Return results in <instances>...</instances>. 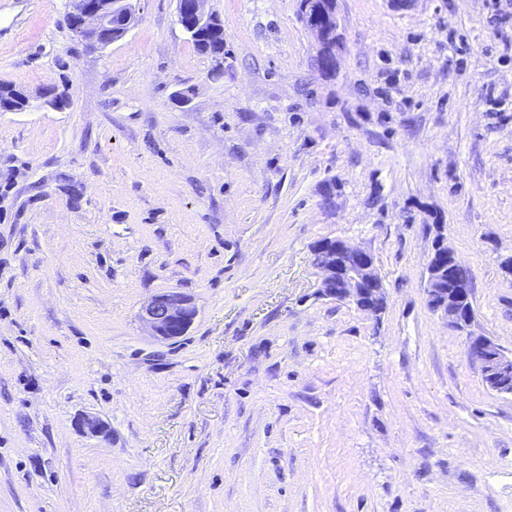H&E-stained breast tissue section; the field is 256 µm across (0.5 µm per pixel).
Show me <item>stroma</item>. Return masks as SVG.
Wrapping results in <instances>:
<instances>
[{
	"label": "stroma",
	"mask_w": 512,
	"mask_h": 512,
	"mask_svg": "<svg viewBox=\"0 0 512 512\" xmlns=\"http://www.w3.org/2000/svg\"><path fill=\"white\" fill-rule=\"evenodd\" d=\"M66 4L0 0V82L71 100L0 112V512H512V395L426 297L439 238L512 350V0H338L331 78L298 0H208L217 79L178 0L97 50ZM327 238L379 316L321 294ZM316 250L321 294L374 314L382 301V285L373 255L339 238L323 240ZM197 314L193 299L178 290L155 295L141 310L142 320L161 340H173L184 335Z\"/></svg>",
	"instance_id": "1"
}]
</instances>
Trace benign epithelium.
<instances>
[{"mask_svg":"<svg viewBox=\"0 0 512 512\" xmlns=\"http://www.w3.org/2000/svg\"><path fill=\"white\" fill-rule=\"evenodd\" d=\"M206 3L207 0L179 3L178 18L182 29L203 34L215 27V16L207 10ZM336 4L337 0H299L300 17L316 38L311 66L319 72L336 69L337 54L343 44ZM67 16L76 21L86 45L99 49L100 35L112 26V0H100L93 5L88 0H69ZM316 250L321 294L353 303L369 313L375 312L382 301V285L373 255L339 238L323 240ZM470 286L468 268L441 240H435L427 266L428 304L443 311L448 317V325L457 330L465 329L473 319V312L465 308ZM196 317L193 299L178 290L154 296L141 310L142 320L161 340L184 335ZM467 342L468 354L480 364L489 386L501 393L511 389L512 352L505 351L487 336L470 335ZM77 427L92 436L105 433L103 422L94 416L78 419Z\"/></svg>","mask_w":512,"mask_h":512,"instance_id":"7a95c632","label":"benign epithelium"}]
</instances>
